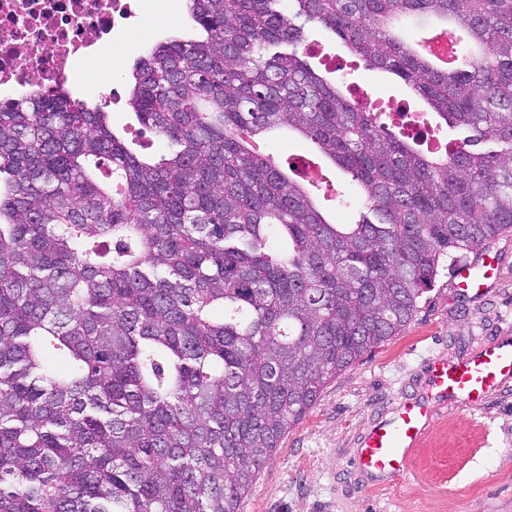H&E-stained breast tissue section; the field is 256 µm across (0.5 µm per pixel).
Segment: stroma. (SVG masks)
Returning a JSON list of instances; mask_svg holds the SVG:
<instances>
[{
	"label": "stroma",
	"mask_w": 512,
	"mask_h": 512,
	"mask_svg": "<svg viewBox=\"0 0 512 512\" xmlns=\"http://www.w3.org/2000/svg\"><path fill=\"white\" fill-rule=\"evenodd\" d=\"M130 81L127 69L113 77L121 96L109 103L96 73L81 67L72 75L71 93L91 106L106 104L129 145L149 140L152 154L160 155L163 144L139 132L125 99ZM349 85L414 110L425 106L386 72L358 68ZM485 260L497 272L477 294L457 290L456 266L440 267L412 321L333 379L284 435L242 500V512H512V386L490 393L476 412L438 409L395 481L372 485L354 466L372 425L425 396L429 358L469 357L493 337L512 336V231L466 262L477 267Z\"/></svg>",
	"instance_id": "obj_1"
}]
</instances>
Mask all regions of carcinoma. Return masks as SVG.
<instances>
[{
	"instance_id": "1",
	"label": "carcinoma",
	"mask_w": 512,
	"mask_h": 512,
	"mask_svg": "<svg viewBox=\"0 0 512 512\" xmlns=\"http://www.w3.org/2000/svg\"><path fill=\"white\" fill-rule=\"evenodd\" d=\"M128 105L0 99V512H240L324 387L413 318L439 266L512 230V0H187ZM453 24L431 67L404 18ZM433 113H381L307 29ZM469 135L443 142L438 120ZM287 127L313 181L258 139ZM323 199L355 212L329 222Z\"/></svg>"
}]
</instances>
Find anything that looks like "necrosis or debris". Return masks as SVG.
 Returning a JSON list of instances; mask_svg holds the SVG:
<instances>
[{
    "instance_id": "necrosis-or-debris-1",
    "label": "necrosis or debris",
    "mask_w": 512,
    "mask_h": 512,
    "mask_svg": "<svg viewBox=\"0 0 512 512\" xmlns=\"http://www.w3.org/2000/svg\"><path fill=\"white\" fill-rule=\"evenodd\" d=\"M152 0H0V94L66 85L75 66L119 71L123 54L103 46L143 23Z\"/></svg>"
}]
</instances>
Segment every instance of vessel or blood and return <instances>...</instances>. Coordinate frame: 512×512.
I'll list each match as a JSON object with an SVG mask.
<instances>
[{
    "label": "vessel or blood",
    "instance_id": "vessel-or-blood-1",
    "mask_svg": "<svg viewBox=\"0 0 512 512\" xmlns=\"http://www.w3.org/2000/svg\"><path fill=\"white\" fill-rule=\"evenodd\" d=\"M512 380V338H500L475 356L455 362L433 360L427 399L408 402L365 434L355 467L372 483L383 485L405 471L413 450L438 407L478 408L482 398Z\"/></svg>",
    "mask_w": 512,
    "mask_h": 512
}]
</instances>
